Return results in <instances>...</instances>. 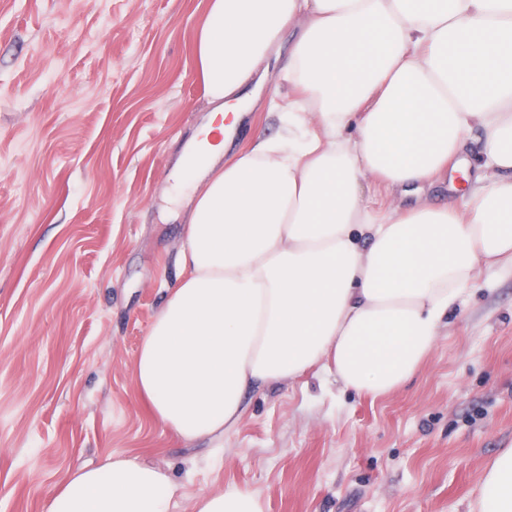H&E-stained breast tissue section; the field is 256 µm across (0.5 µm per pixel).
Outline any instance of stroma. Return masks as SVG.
<instances>
[{"label":"stroma","instance_id":"1","mask_svg":"<svg viewBox=\"0 0 512 512\" xmlns=\"http://www.w3.org/2000/svg\"><path fill=\"white\" fill-rule=\"evenodd\" d=\"M207 0H0V512H48L70 471L136 456L266 512H470L512 446V272H480L432 354L372 397L314 372L250 392L222 440L186 447L133 378L181 268L183 147L210 111L194 36ZM293 36L235 146L272 133Z\"/></svg>","mask_w":512,"mask_h":512}]
</instances>
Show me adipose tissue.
Returning a JSON list of instances; mask_svg holds the SVG:
<instances>
[{
	"label": "adipose tissue",
	"instance_id": "ef3b65f1",
	"mask_svg": "<svg viewBox=\"0 0 512 512\" xmlns=\"http://www.w3.org/2000/svg\"><path fill=\"white\" fill-rule=\"evenodd\" d=\"M288 26L278 130L227 155L213 123H241V90ZM193 63L213 108L180 161L195 169L186 275L134 363L154 419L187 445L218 439L249 392L312 369L399 390L477 274L512 268V0H208ZM442 172L466 193L408 203ZM370 178L393 203H367ZM185 494L167 468L112 455L67 472L48 512H171ZM192 512L265 504L231 488ZM472 512H512V447Z\"/></svg>",
	"mask_w": 512,
	"mask_h": 512
}]
</instances>
